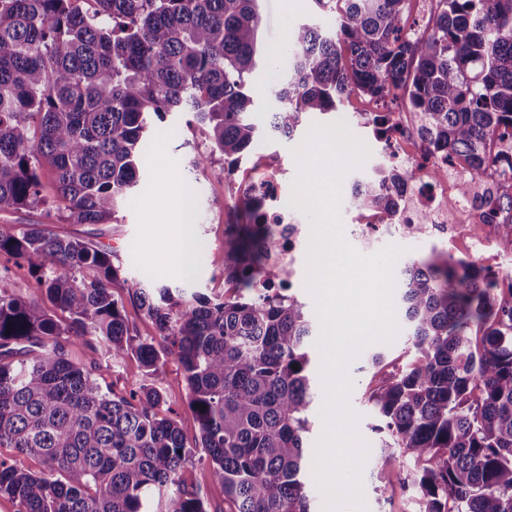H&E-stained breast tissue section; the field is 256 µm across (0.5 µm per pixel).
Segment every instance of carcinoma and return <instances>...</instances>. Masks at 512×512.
<instances>
[{
  "instance_id": "obj_1",
  "label": "carcinoma",
  "mask_w": 512,
  "mask_h": 512,
  "mask_svg": "<svg viewBox=\"0 0 512 512\" xmlns=\"http://www.w3.org/2000/svg\"><path fill=\"white\" fill-rule=\"evenodd\" d=\"M0 0V213L38 210L49 165L70 224H106L138 185L153 118L192 113L210 153L232 164L260 138L246 75L261 56L259 0ZM332 13L333 0H315ZM408 0H345L334 27L294 29L283 108L270 128L293 137L310 114L338 112L360 92H406L428 144L465 173L461 192L512 171V0H438L423 36L404 32ZM507 157H491V146ZM408 173L378 162L348 198L393 219ZM487 204L504 212L512 192ZM267 232L243 200L224 225V274L237 295L180 287L129 288L158 338L131 335L112 294V252L34 224L0 223V281L25 268L54 307L0 289V495L16 512H209L183 469L207 465L229 512H312L304 433L313 393L314 336L306 304L266 269ZM404 317L416 357L375 353L367 397L382 435L375 477L408 466L419 512H512V279L448 252L405 264ZM90 336L112 366L133 355L144 383L115 398L72 361L69 337ZM181 366L199 437L187 446L151 382L161 357ZM299 365V369L292 365ZM206 409H201V406Z\"/></svg>"
}]
</instances>
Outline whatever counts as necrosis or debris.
Here are the masks:
<instances>
[{
    "instance_id": "4bbe7bcc",
    "label": "necrosis or debris",
    "mask_w": 512,
    "mask_h": 512,
    "mask_svg": "<svg viewBox=\"0 0 512 512\" xmlns=\"http://www.w3.org/2000/svg\"><path fill=\"white\" fill-rule=\"evenodd\" d=\"M390 123L393 130L386 151L409 173L401 189L402 206L397 222L390 225L383 216L359 211L352 218V236L369 243L392 234L395 225L422 224L449 241L467 239L466 251L472 261L483 268H492L493 260L484 253L481 240L470 235L473 228H486L498 220L494 212L480 205L485 188L475 187L471 195L462 196L458 176L436 174L437 169L447 166L446 154L429 148L417 127L409 125L406 112L399 106H392ZM240 187L244 196L258 200V213L270 228L269 234L256 240V247L265 255L267 264L297 271L304 259L309 231L294 217L284 171L275 166L260 167L243 176Z\"/></svg>"
}]
</instances>
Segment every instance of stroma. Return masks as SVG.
Listing matches in <instances>:
<instances>
[{"label": "stroma", "mask_w": 512, "mask_h": 512, "mask_svg": "<svg viewBox=\"0 0 512 512\" xmlns=\"http://www.w3.org/2000/svg\"><path fill=\"white\" fill-rule=\"evenodd\" d=\"M263 12L264 63L250 78L254 95L252 118L266 127L272 112L279 106L268 88L285 80V61L291 47L293 28L310 19H321L322 12L314 0H261ZM330 119L316 114L305 117L292 139L279 136L261 137L251 153L244 156L237 171L224 170V158L209 151L205 127L197 124L191 113L171 112L155 121L147 146L139 183L130 200L114 220L106 224L66 223L56 207L54 176L42 175L43 193L51 200L50 209L19 211L7 214V222L24 226L38 224L54 233L114 250L121 266V278L112 285L115 296L126 301L125 314L133 336H156L154 323L134 303L128 302V281L149 285L191 286L203 292L214 291L227 296L234 288L224 278V223L239 205L240 171L252 165L256 157L278 164L289 179H296L298 164L295 149L302 144L311 127L329 124ZM207 156L205 167L191 165L194 157ZM189 188L194 198V216H179L175 203L181 188ZM190 231L202 248L191 255L181 254L177 242L183 231ZM71 358L90 370L98 382L116 396H129L138 388L142 368L136 358H128L120 368L107 367L105 359L90 339H80L68 347ZM366 354H359L349 365L353 381L350 404L359 414L358 431L369 446L361 482L367 512H416L415 491L404 486L402 476H394L388 487H380L374 477L379 464V436L373 430L374 414L366 401L371 371ZM168 408L173 410L187 444H194L199 424L187 404V387L183 371L173 358H166L155 380Z\"/></svg>", "instance_id": "1"}]
</instances>
